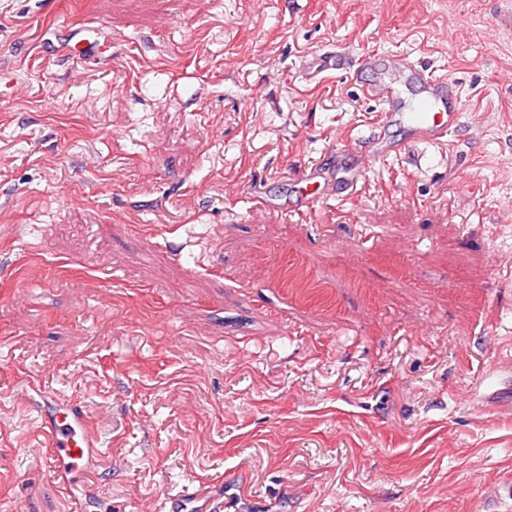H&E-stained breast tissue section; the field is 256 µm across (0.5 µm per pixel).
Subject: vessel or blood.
<instances>
[{"instance_id": "vessel-or-blood-1", "label": "vessel or blood", "mask_w": 512, "mask_h": 512, "mask_svg": "<svg viewBox=\"0 0 512 512\" xmlns=\"http://www.w3.org/2000/svg\"><path fill=\"white\" fill-rule=\"evenodd\" d=\"M364 94L381 112L378 130L361 148L364 163H371L393 145L382 131L396 113H403L410 142H433L457 129L461 123L459 88L446 76L426 70L407 55L384 54L360 61ZM40 429L56 479L63 485L96 463V442L82 407L75 401L52 399L40 414ZM166 512H212L213 500L198 485L188 484L166 498Z\"/></svg>"}]
</instances>
